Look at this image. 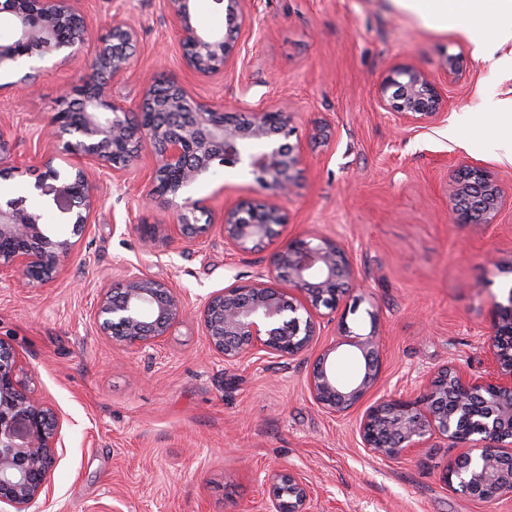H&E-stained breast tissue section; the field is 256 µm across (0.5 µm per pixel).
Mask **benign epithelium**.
Instances as JSON below:
<instances>
[{"label":"benign epithelium","mask_w":512,"mask_h":512,"mask_svg":"<svg viewBox=\"0 0 512 512\" xmlns=\"http://www.w3.org/2000/svg\"><path fill=\"white\" fill-rule=\"evenodd\" d=\"M194 0H169L175 33L187 67L202 75L224 71L236 53L237 35L252 27L251 0H213L226 10L227 28L207 30L194 20ZM12 29L0 44V64L42 57L54 50L84 45L89 39L83 17L72 0H4L0 15ZM135 29L117 22L111 42L98 47L93 76L75 89L73 103L56 112L48 125L47 144L39 156L45 172L33 189L68 215L72 236H54L41 216L21 199L0 202V272L29 283L58 277L78 239L91 224L97 187L84 170L94 163L119 183L138 153L153 156L147 200L183 197L172 223L165 228L184 237L204 233L210 209L185 191L208 173L214 162L243 164L275 194L289 193L304 163L300 143L287 113L254 110L247 119L224 106L193 97L185 87L169 83L165 92L148 86L130 111L112 99V81L130 68L128 48ZM380 107L400 124H419L442 114L445 98L436 79L408 65L392 68L378 90ZM66 156L70 169L60 171L55 159ZM448 205L455 224H493L512 205V194L485 168L463 165L448 182ZM287 223L277 202L242 200L224 209V245L237 252L264 247L275 227ZM354 276L349 255L328 237L298 236L276 247L268 275L262 280L231 284L200 300L199 319L211 349L236 365L259 355L292 360L305 355L321 335L314 312L336 310ZM288 280V297L277 282ZM489 338L492 370L475 375L455 365L418 377L416 396L383 394L368 401L381 371L375 336H360L342 327V340L317 356L308 376L311 397L336 416L360 411L357 433L361 446L387 459L424 448L434 438L462 449L443 472L450 487L478 500L512 496V287L494 301ZM186 312L181 293L169 282L141 269H129L119 287L100 289L93 321L100 335L113 343L147 352L165 341ZM348 344L364 361L362 376L350 385L336 381L330 355ZM23 356L0 341V504L11 512H32L50 492L57 465L62 420L51 404L31 391L20 376ZM257 481L267 492V512H311V490L299 474L271 470Z\"/></svg>","instance_id":"obj_1"}]
</instances>
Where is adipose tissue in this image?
I'll return each mask as SVG.
<instances>
[{
    "mask_svg": "<svg viewBox=\"0 0 512 512\" xmlns=\"http://www.w3.org/2000/svg\"><path fill=\"white\" fill-rule=\"evenodd\" d=\"M423 26L435 31L458 30L474 45L476 54L498 65L512 64V54L500 55L501 47L512 43V0H393ZM485 111L495 113L497 122L487 126L477 115L468 117L489 147L512 157V99L488 93Z\"/></svg>",
    "mask_w": 512,
    "mask_h": 512,
    "instance_id": "obj_1",
    "label": "adipose tissue"
}]
</instances>
